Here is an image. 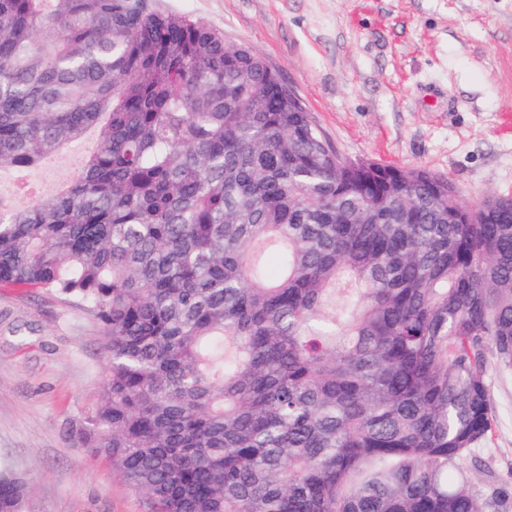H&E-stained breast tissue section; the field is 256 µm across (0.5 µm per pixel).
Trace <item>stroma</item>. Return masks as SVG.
<instances>
[{
    "instance_id": "1",
    "label": "stroma",
    "mask_w": 512,
    "mask_h": 512,
    "mask_svg": "<svg viewBox=\"0 0 512 512\" xmlns=\"http://www.w3.org/2000/svg\"><path fill=\"white\" fill-rule=\"evenodd\" d=\"M251 46L354 159L421 167L461 199L512 196V0H151ZM93 135L51 163L0 168L62 189ZM107 362L90 307L0 286V472L25 476L22 512H145L112 463L72 434L99 401ZM495 424L468 460L477 490L512 481V367L490 364Z\"/></svg>"
}]
</instances>
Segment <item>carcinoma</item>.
<instances>
[{
	"label": "carcinoma",
	"mask_w": 512,
	"mask_h": 512,
	"mask_svg": "<svg viewBox=\"0 0 512 512\" xmlns=\"http://www.w3.org/2000/svg\"><path fill=\"white\" fill-rule=\"evenodd\" d=\"M90 130L63 192L0 195V284L90 306L76 444L147 512H512L467 466L512 367V197L337 163L260 54L151 0H0V167Z\"/></svg>",
	"instance_id": "cac0c4a2"
}]
</instances>
